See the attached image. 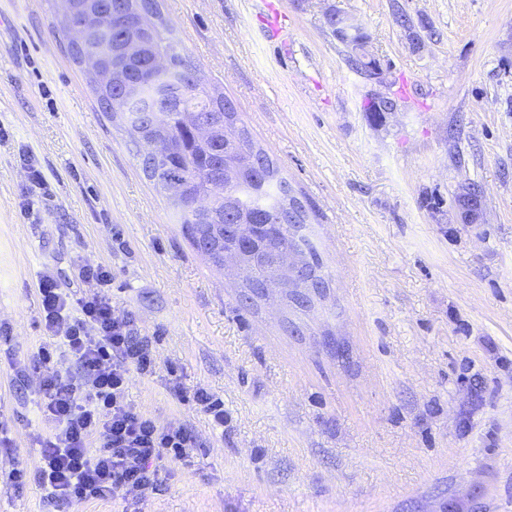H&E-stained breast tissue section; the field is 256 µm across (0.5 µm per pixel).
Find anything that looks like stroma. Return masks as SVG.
Instances as JSON below:
<instances>
[{"instance_id": "1", "label": "stroma", "mask_w": 512, "mask_h": 512, "mask_svg": "<svg viewBox=\"0 0 512 512\" xmlns=\"http://www.w3.org/2000/svg\"><path fill=\"white\" fill-rule=\"evenodd\" d=\"M159 3L305 202L330 293L297 334L278 298L244 308L242 272L194 249L106 117L59 0H0V512L43 510L50 430L37 373L16 377L46 336L38 278L78 297L97 264L155 351L129 401L192 441L139 512H512V0ZM333 10L380 74L350 65ZM327 20L336 22V35L351 44L350 47L356 55L363 51L366 39L362 35L361 29L355 26L348 16L340 11H332L327 15Z\"/></svg>"}]
</instances>
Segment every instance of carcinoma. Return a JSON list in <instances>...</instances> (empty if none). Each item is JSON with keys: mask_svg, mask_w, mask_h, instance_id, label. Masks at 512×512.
Returning a JSON list of instances; mask_svg holds the SVG:
<instances>
[{"mask_svg": "<svg viewBox=\"0 0 512 512\" xmlns=\"http://www.w3.org/2000/svg\"><path fill=\"white\" fill-rule=\"evenodd\" d=\"M129 0H94L100 9L112 11V41L103 43L93 40L112 68L118 70L120 81L110 87L93 86L98 101L108 117L118 125L122 119L113 109L115 97L127 91L143 94L134 112L155 114L158 123L164 125L165 151L163 161L146 175L159 186L169 178H181L189 193L207 195L211 206L193 210L185 203L170 201L182 229L196 251L210 235L223 236L224 225L237 222L239 214L245 215V225L239 243L255 255V281L258 286L272 290L279 287L281 275L275 264L273 251L294 249L308 263V273L318 274L322 263L318 249L307 233L289 230L288 215L276 213L278 184L285 180L279 166L261 147H255L247 129L241 128L245 141L233 144L224 139V131H218L211 140L197 142L193 126L182 119L185 112H201L211 116L219 126L224 118L237 123L238 113L224 111L229 100L222 95L213 96L201 86H192L187 80L191 72L182 60L177 44L171 37L172 30L162 17L158 0H144L157 15L159 29L146 39L141 54L128 58L121 49L120 33L133 18L124 9ZM165 52L171 56V72L161 75L151 68L154 54ZM235 169L239 178L225 186L227 170Z\"/></svg>", "mask_w": 512, "mask_h": 512, "instance_id": "carcinoma-1", "label": "carcinoma"}]
</instances>
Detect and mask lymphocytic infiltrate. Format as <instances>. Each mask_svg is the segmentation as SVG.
Returning <instances> with one entry per match:
<instances>
[{"instance_id": "f902f5d3", "label": "lymphocytic infiltrate", "mask_w": 512, "mask_h": 512, "mask_svg": "<svg viewBox=\"0 0 512 512\" xmlns=\"http://www.w3.org/2000/svg\"><path fill=\"white\" fill-rule=\"evenodd\" d=\"M39 294L46 329L67 363L39 387L38 405L55 426L40 448L45 507L70 512L90 501L154 498L165 452L185 461L190 446L182 428L158 424L127 400L130 373L147 376L155 367L150 342L98 293L73 297L46 273Z\"/></svg>"}]
</instances>
